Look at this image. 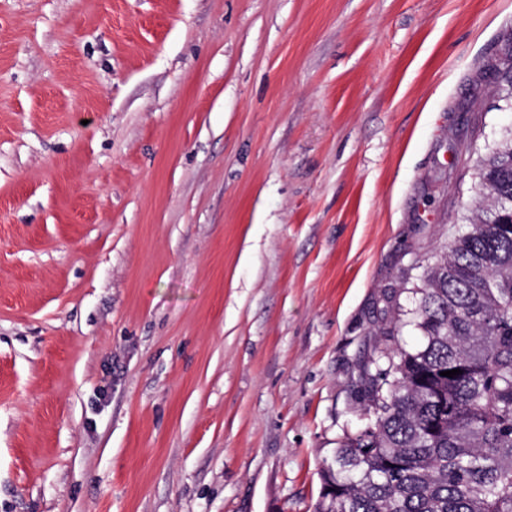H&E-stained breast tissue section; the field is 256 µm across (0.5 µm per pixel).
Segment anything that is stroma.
<instances>
[{
	"instance_id": "stroma-1",
	"label": "stroma",
	"mask_w": 512,
	"mask_h": 512,
	"mask_svg": "<svg viewBox=\"0 0 512 512\" xmlns=\"http://www.w3.org/2000/svg\"><path fill=\"white\" fill-rule=\"evenodd\" d=\"M511 44L512 0H0V512H314Z\"/></svg>"
}]
</instances>
